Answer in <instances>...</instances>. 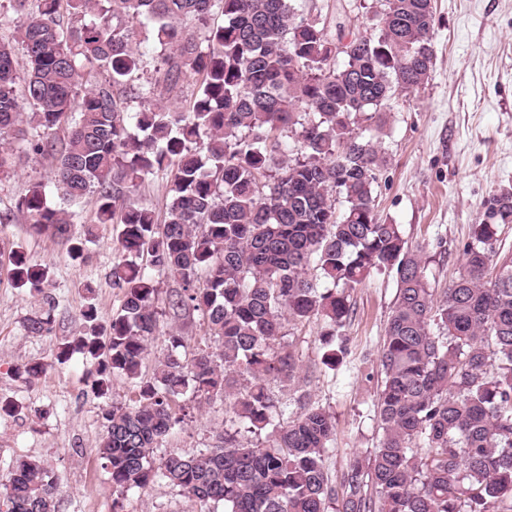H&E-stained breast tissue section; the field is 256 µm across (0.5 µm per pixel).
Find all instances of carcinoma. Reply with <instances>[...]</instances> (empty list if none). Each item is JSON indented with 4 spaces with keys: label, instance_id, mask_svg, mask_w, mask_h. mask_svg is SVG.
I'll list each match as a JSON object with an SVG mask.
<instances>
[{
    "label": "carcinoma",
    "instance_id": "cac0c4a2",
    "mask_svg": "<svg viewBox=\"0 0 512 512\" xmlns=\"http://www.w3.org/2000/svg\"><path fill=\"white\" fill-rule=\"evenodd\" d=\"M13 2L21 18L13 42H0V175L15 164L11 140L51 159L53 188L33 184L17 209L35 233L69 244L74 260L83 248L71 207L84 197L96 196L98 223L118 229L111 278L120 307L103 325L96 305L85 306L84 332L56 353L60 364L77 353L88 364L112 493L164 481L199 512H512V252L499 245L512 189L486 201L458 276L438 296L423 251L377 213L385 150L382 137L359 132L365 122L382 130L395 93L427 82L432 0H381L379 35L340 65L327 60L341 25L298 12L294 0ZM218 13L224 24L214 26ZM137 31L163 52L167 89L200 77L186 109L123 106L127 91H158L148 80L132 85L143 63ZM18 46L29 116L16 87ZM160 174L171 192L162 223L131 202ZM3 262L16 287L41 296L27 334L50 332L46 267L19 250ZM156 271L179 284L162 309ZM375 272L397 284L377 342L381 434L349 465L338 495L325 467L333 415L304 395L290 410L268 383L295 378L293 354L275 348L286 319H319L322 364L343 363L350 293ZM196 313L210 346L184 336ZM162 316L171 321L166 349L147 378ZM48 368L31 360L22 373L34 383ZM115 376L132 384L133 399L112 398ZM217 398L237 428L194 454H159L188 409ZM59 491L58 474L39 460H16L0 480L6 512H56Z\"/></svg>",
    "mask_w": 512,
    "mask_h": 512
}]
</instances>
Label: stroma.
Masks as SVG:
<instances>
[{"mask_svg": "<svg viewBox=\"0 0 512 512\" xmlns=\"http://www.w3.org/2000/svg\"><path fill=\"white\" fill-rule=\"evenodd\" d=\"M298 10L347 22L368 37L379 32L377 0H297ZM434 61L428 81L411 97L391 102L390 129L384 136L388 165L375 189L381 219L401 225L411 245L428 259L433 287L446 288L458 272L470 224L484 212L494 191L512 185V0H433ZM20 160L0 178V248H22L49 268V293L57 311L51 334H26L27 319L39 300L15 288L0 270V400L19 406L0 416V476L19 458L50 465L61 477L58 512H112V487L96 455L102 433L99 401L84 381L81 355L54 361L58 339L82 328L79 318L95 303L100 322H109L121 304L110 272L118 261L116 227L96 221V201L78 206V220L92 226L95 238L82 259L72 260L59 240L32 233L17 211L32 183L49 182L50 160L16 143ZM92 281L87 294L84 281ZM396 294L395 280L373 275L352 292L355 308L344 328L351 343L347 360L328 370L321 366L322 324L312 318L284 323L281 346L294 352L298 372L291 385L273 381L275 399L294 404L303 393L329 409L336 420L335 449L326 460L332 485H339L354 456H367L377 442L374 402L380 385L376 357H363L365 346L382 335ZM49 363L36 384L18 374L31 360ZM231 414L214 400L195 411L164 450L191 454L230 427ZM124 512H195L196 506L175 488L160 482L129 492Z\"/></svg>", "mask_w": 512, "mask_h": 512, "instance_id": "obj_1", "label": "stroma"}]
</instances>
